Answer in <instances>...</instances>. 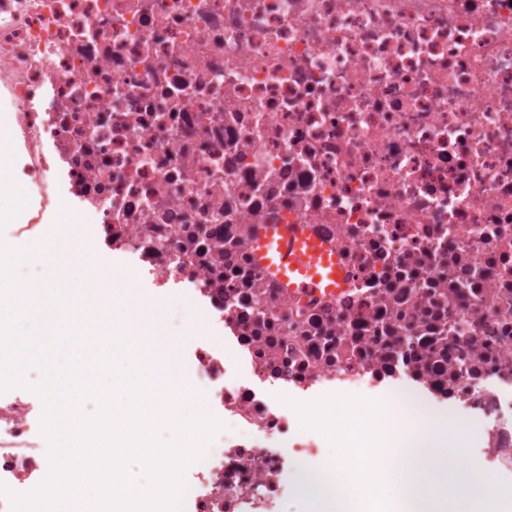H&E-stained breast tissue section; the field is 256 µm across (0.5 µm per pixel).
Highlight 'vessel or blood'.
Instances as JSON below:
<instances>
[{
	"mask_svg": "<svg viewBox=\"0 0 512 512\" xmlns=\"http://www.w3.org/2000/svg\"><path fill=\"white\" fill-rule=\"evenodd\" d=\"M255 263L281 288L334 296L349 285L336 246L311 224H261L252 243Z\"/></svg>",
	"mask_w": 512,
	"mask_h": 512,
	"instance_id": "vessel-or-blood-1",
	"label": "vessel or blood"
}]
</instances>
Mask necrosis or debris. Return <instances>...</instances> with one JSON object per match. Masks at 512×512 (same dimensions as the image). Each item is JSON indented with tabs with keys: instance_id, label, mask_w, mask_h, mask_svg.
<instances>
[{
	"instance_id": "necrosis-or-debris-1",
	"label": "necrosis or debris",
	"mask_w": 512,
	"mask_h": 512,
	"mask_svg": "<svg viewBox=\"0 0 512 512\" xmlns=\"http://www.w3.org/2000/svg\"><path fill=\"white\" fill-rule=\"evenodd\" d=\"M0 104L41 202L207 317L189 512H275L292 467L345 512L306 415L349 388L512 476V0H0ZM259 224L316 225L350 288L284 292ZM35 429L0 393V512L48 469Z\"/></svg>"
}]
</instances>
